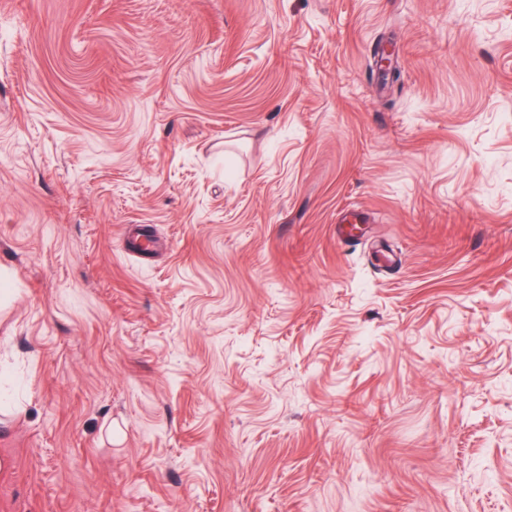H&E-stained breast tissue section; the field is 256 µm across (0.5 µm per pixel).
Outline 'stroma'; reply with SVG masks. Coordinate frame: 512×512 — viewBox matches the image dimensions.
<instances>
[{
	"instance_id": "obj_1",
	"label": "stroma",
	"mask_w": 512,
	"mask_h": 512,
	"mask_svg": "<svg viewBox=\"0 0 512 512\" xmlns=\"http://www.w3.org/2000/svg\"><path fill=\"white\" fill-rule=\"evenodd\" d=\"M0 278V512H512V0H0Z\"/></svg>"
}]
</instances>
